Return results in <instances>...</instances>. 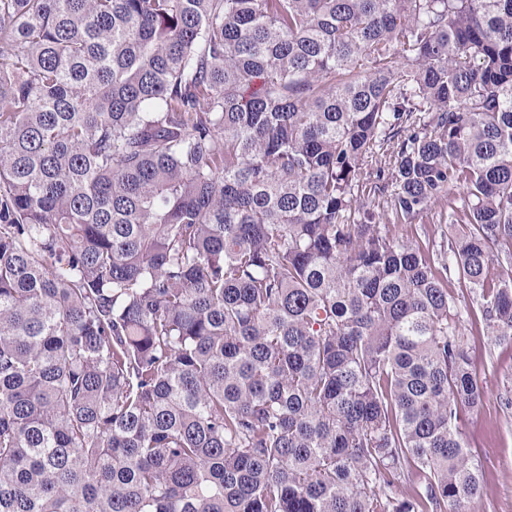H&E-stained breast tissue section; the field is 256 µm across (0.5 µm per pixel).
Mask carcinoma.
Instances as JSON below:
<instances>
[{"mask_svg": "<svg viewBox=\"0 0 512 512\" xmlns=\"http://www.w3.org/2000/svg\"><path fill=\"white\" fill-rule=\"evenodd\" d=\"M504 261L512 0H0V512H465ZM448 222V205L446 202H438L431 206L412 224L397 221L389 211L383 218L381 224H389V229L399 237L407 238L417 242L423 248H439L445 237L449 238L459 233L464 225L461 223Z\"/></svg>", "mask_w": 512, "mask_h": 512, "instance_id": "cac0c4a2", "label": "carcinoma"}]
</instances>
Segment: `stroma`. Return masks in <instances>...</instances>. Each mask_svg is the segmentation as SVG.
I'll use <instances>...</instances> for the list:
<instances>
[{
	"mask_svg": "<svg viewBox=\"0 0 512 512\" xmlns=\"http://www.w3.org/2000/svg\"><path fill=\"white\" fill-rule=\"evenodd\" d=\"M393 234L416 241L425 248H438L442 240L459 233L461 224L449 223L448 206L439 202L412 223L386 215ZM457 308L467 312L466 348L473 370L484 387L478 411L466 414L461 423L470 448L483 468V491L468 512H512V409H505L500 395L512 390V342L499 341L486 333L476 316L479 301L466 288L450 290Z\"/></svg>",
	"mask_w": 512,
	"mask_h": 512,
	"instance_id": "obj_1",
	"label": "stroma"
}]
</instances>
